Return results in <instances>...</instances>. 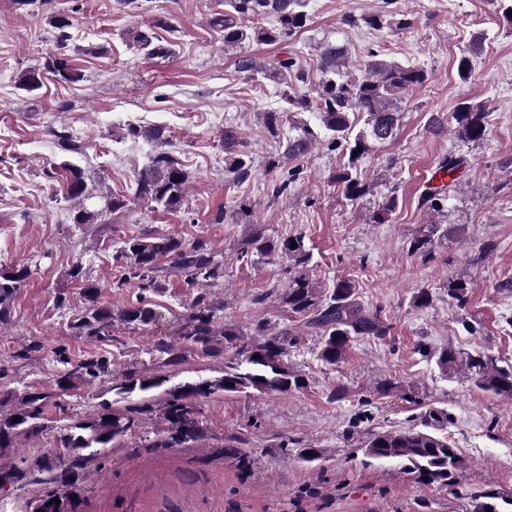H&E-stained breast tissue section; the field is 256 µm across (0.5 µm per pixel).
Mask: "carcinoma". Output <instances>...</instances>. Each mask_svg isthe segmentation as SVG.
Masks as SVG:
<instances>
[{"mask_svg":"<svg viewBox=\"0 0 512 512\" xmlns=\"http://www.w3.org/2000/svg\"><path fill=\"white\" fill-rule=\"evenodd\" d=\"M15 10L23 15L46 18L56 32V51L46 58L42 70L61 82H77L81 74L74 67L67 53L72 17L52 11V0H13ZM307 0H224V10L216 12L209 25L222 34L224 47L242 48L251 41L275 43L285 41L308 25ZM267 17L276 19L277 26L262 28L254 25ZM380 30L386 26L398 29L411 27L412 22L397 9V0H383V10L360 18L347 15L343 23L356 26L359 23ZM137 46L152 58H166L170 48L153 42L154 36L142 31L131 32ZM481 49L474 43L471 52L460 57L458 75L465 80L471 74L472 58ZM344 49L324 43L320 50L319 73L315 103L299 97L292 106L299 112L317 113L319 127L309 122L295 120L288 112L266 113V125L274 135L288 127L283 142L284 155L300 159L323 138L328 147L348 150L349 166H355L359 157L369 151V141L385 142L394 138L400 123V112L393 102L410 91L422 86L428 79L427 72L417 66L385 60L373 52L357 76L343 68ZM237 70L251 77L263 72V66L249 54L238 56ZM274 74L288 82L292 74L299 81L305 74L295 71L291 58L280 59L273 65ZM42 82L35 76V68L29 67L18 78V88L32 94L41 89ZM364 115V127L354 131L351 115ZM488 112L481 105L462 103L453 113L457 129L468 140L481 141L487 134ZM128 134L144 137L163 144L166 130L154 125L148 128L128 125ZM57 145L64 151L75 152L78 146L66 127L49 130ZM224 171L231 180L243 181L250 177L253 160L241 143L237 129L224 127ZM464 164L461 157L452 154L439 162V170L450 178L446 187H430L420 196V204L433 211L443 207L446 191L456 181L455 174ZM66 190L76 198L86 190L82 169L65 163ZM299 176V169L291 168L285 174L276 175L270 184L273 194H288ZM337 181L344 186L346 196L352 200L366 194L359 180L345 170ZM188 174L181 162L171 153L158 151L136 175L134 198L153 206V210L171 212L178 210L187 194ZM297 246H292V243ZM251 245L257 253L270 259L288 258L294 261V272L279 294V303L289 315L301 318L315 330L320 341L318 359L327 366L343 362L354 338L376 336L384 338L389 324L381 310L370 311L356 300V285L348 278H338L330 294L318 290L312 279L310 263L312 255L304 236L271 239L258 229ZM169 260V269L178 274L189 292L185 311L169 332V338H160L149 354L158 357L162 366L172 367L183 363L185 357L194 354L202 359L218 354L229 356L224 363V374L218 377L187 379L169 384V379L149 374L132 367L122 374V379L112 383L115 399L100 404V411L84 419H76L64 426L58 435L56 447L48 449L20 464L5 470L0 468V488L25 479L34 473L44 485H61L67 488L63 494L46 493L27 504L26 512H76L78 499L72 498L85 482L80 473L82 465L98 458L101 449L112 448L125 438L140 432L144 425L156 419L159 432L166 434L162 442H151L153 448H179L200 441L206 428L199 418L198 404L218 394L288 393L301 387L302 379L295 375L288 364L290 348L298 337L285 328L269 332L258 328L257 336L243 340V334L235 327L217 322L220 306L211 299L207 289L224 281V263L213 257L209 243L203 239L185 242L174 235L144 234L121 241L114 258L124 268V279L137 282L139 294L136 302L120 308L105 306L99 301V288L87 282L83 267L72 266L70 276L82 282L85 307L77 319L75 328L88 336L99 339L111 338L115 325L130 328L145 327L149 330L165 326L166 314L149 301V294L157 291L159 273L164 271L161 258ZM32 274V263L26 262L0 270V323L10 318V302L13 295L23 288ZM436 365L445 373L463 371L476 384L505 398H512V366L497 364L496 359L481 353L467 354L448 346L432 354ZM56 361L66 369L55 380L56 388L65 391L76 383L91 386L98 379L110 374V359L104 355L73 359L66 350L55 352ZM55 393L50 390L29 391L18 398L12 411H0V459L11 456L19 436L36 438L42 434L43 415ZM447 414L431 410L424 418L423 428L415 426L405 430L376 431L364 441L363 455L369 461H397L406 472L425 485H453L462 459L448 439L434 431ZM57 498L60 503L52 502Z\"/></svg>","mask_w":512,"mask_h":512,"instance_id":"obj_1","label":"carcinoma"}]
</instances>
